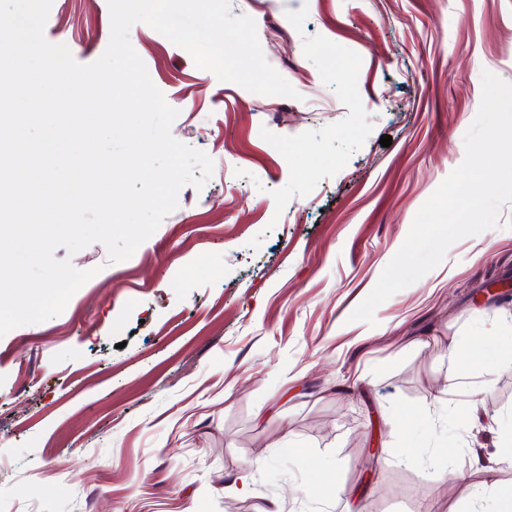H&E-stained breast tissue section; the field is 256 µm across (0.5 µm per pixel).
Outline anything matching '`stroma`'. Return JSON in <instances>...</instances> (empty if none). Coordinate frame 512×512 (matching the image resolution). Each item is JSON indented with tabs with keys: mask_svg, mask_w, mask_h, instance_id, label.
Returning <instances> with one entry per match:
<instances>
[{
	"mask_svg": "<svg viewBox=\"0 0 512 512\" xmlns=\"http://www.w3.org/2000/svg\"><path fill=\"white\" fill-rule=\"evenodd\" d=\"M230 7L299 96L131 28L172 135L214 174L126 261L55 250L95 275L0 337V512H487L470 450L512 435V353L491 343L488 373L449 352L512 319V294L476 296L512 279V203L375 324L349 316L462 163L483 71L512 82V0ZM110 35L107 0H53L45 36L76 61Z\"/></svg>",
	"mask_w": 512,
	"mask_h": 512,
	"instance_id": "35a3bbf8",
	"label": "stroma"
}]
</instances>
